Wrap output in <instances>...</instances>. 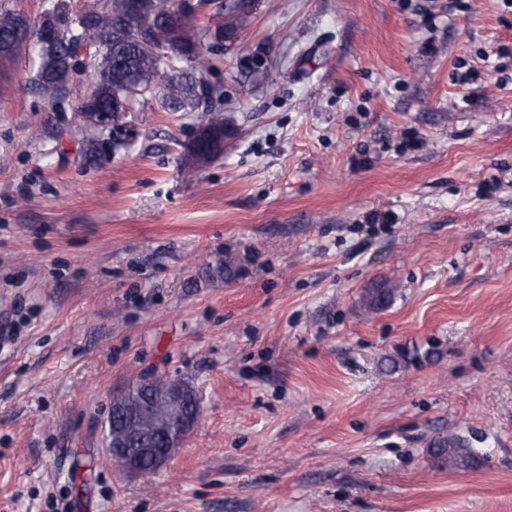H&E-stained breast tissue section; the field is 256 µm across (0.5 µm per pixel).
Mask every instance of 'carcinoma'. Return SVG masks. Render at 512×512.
Instances as JSON below:
<instances>
[{
  "instance_id": "obj_1",
  "label": "carcinoma",
  "mask_w": 512,
  "mask_h": 512,
  "mask_svg": "<svg viewBox=\"0 0 512 512\" xmlns=\"http://www.w3.org/2000/svg\"><path fill=\"white\" fill-rule=\"evenodd\" d=\"M253 17L252 11L238 12L232 0L215 4L206 21L186 16L175 0H105L101 8L77 14L71 12L67 0H56L33 22L0 7V48L5 59H14L31 46L37 49L33 84L48 94L54 111L75 71L80 45L89 39L97 46L91 102L83 109L91 126L84 138L85 152L95 155L104 146L102 132L109 130L111 142L120 143L127 112L149 96H158L162 108L169 112L198 113L199 127L224 124V90L197 73L210 66L213 56L224 54V30L243 32ZM393 295L392 288H377L368 307L379 310ZM169 387L173 384L160 380L150 396L136 393L121 399L123 404L144 407L130 424L129 447H163L160 432L185 412V407L174 406L165 398ZM432 448L435 456L448 458V464L456 469L479 464L478 454L459 436L440 437Z\"/></svg>"
}]
</instances>
